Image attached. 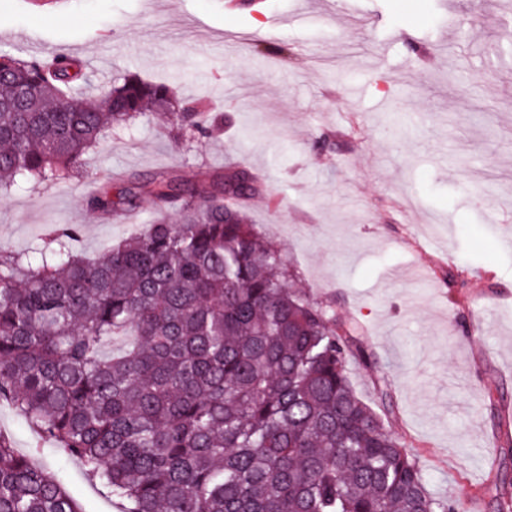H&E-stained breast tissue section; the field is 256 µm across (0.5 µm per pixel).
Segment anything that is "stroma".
<instances>
[{
    "instance_id": "stroma-1",
    "label": "stroma",
    "mask_w": 512,
    "mask_h": 512,
    "mask_svg": "<svg viewBox=\"0 0 512 512\" xmlns=\"http://www.w3.org/2000/svg\"><path fill=\"white\" fill-rule=\"evenodd\" d=\"M0 51L68 53L97 85L168 80L224 117L200 138L146 115L87 154L82 179L0 190L1 249L77 224L91 259L138 232L151 197L121 220L87 208L107 173L117 193L248 168L264 185L249 223L297 286L364 328L358 395L389 409L434 496L498 512L512 495V0H0ZM0 433L83 512H119L3 403Z\"/></svg>"
}]
</instances>
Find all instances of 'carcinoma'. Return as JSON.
Listing matches in <instances>:
<instances>
[{"mask_svg":"<svg viewBox=\"0 0 512 512\" xmlns=\"http://www.w3.org/2000/svg\"><path fill=\"white\" fill-rule=\"evenodd\" d=\"M83 65L0 53V186L80 175L115 128L152 112L212 136L205 101L127 75L93 94ZM239 168L212 185L162 173L94 212L154 221L88 260L61 224L39 261L0 251V402L75 457L125 512H457L358 396L363 327L290 286L280 250L245 220ZM126 347L111 355L105 345ZM0 512H81L63 482L0 433Z\"/></svg>","mask_w":512,"mask_h":512,"instance_id":"1","label":"carcinoma"}]
</instances>
